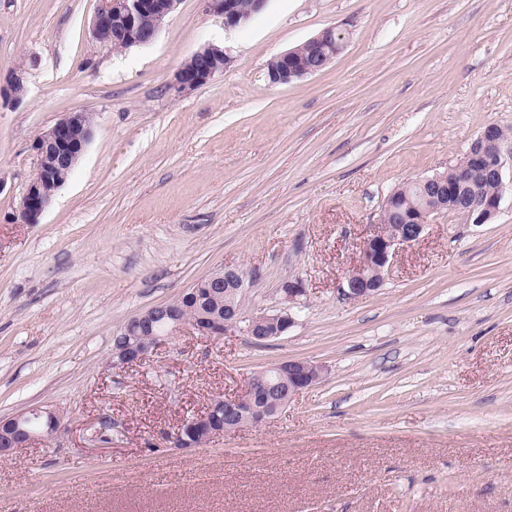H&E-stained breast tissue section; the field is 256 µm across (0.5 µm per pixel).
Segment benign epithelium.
Returning a JSON list of instances; mask_svg holds the SVG:
<instances>
[{
  "label": "benign epithelium",
  "mask_w": 512,
  "mask_h": 512,
  "mask_svg": "<svg viewBox=\"0 0 512 512\" xmlns=\"http://www.w3.org/2000/svg\"><path fill=\"white\" fill-rule=\"evenodd\" d=\"M179 3L180 0H99L92 22L93 36L103 44L104 34L109 32L113 42L127 48L149 44ZM208 3L210 11L224 17L226 28L242 25L247 19L236 0H208ZM340 37L342 34L332 26L307 40L309 59L300 67L289 62L295 53L293 49L274 56L267 70L269 83L288 84L322 71L336 58L334 53L326 54L325 47L342 43ZM232 63L233 56L228 49L204 47L177 69L169 88L179 94L187 93ZM86 116L85 112H69L35 140L37 172L23 195L21 216L25 221L37 220L56 190L65 183L62 173L72 170L85 151L91 137ZM509 156L512 157V147H507L500 127L487 125L456 164L453 176L437 173L421 179L426 192L436 201L435 206L419 210L403 224L392 227L382 224L364 238L359 260L338 288L339 294L346 299L375 295L384 285L395 250L419 242L431 217L443 208L464 209L474 224L493 219L504 196L512 194V177L506 178ZM488 181L498 187L493 198H484L478 192V187ZM236 271L237 268L226 266L206 276L212 299H218L225 290L243 293L245 284L236 279ZM282 292L293 303L305 294L306 288L301 280H290L283 284ZM293 323V317L285 312L243 315L240 306L231 300L224 302V309L202 311L191 322L174 312L171 305L161 304L136 314L117 329L113 336L112 364L125 367L147 361L166 337L184 327L206 337H220L241 329L252 340L262 343L286 333ZM269 371L280 379V391L260 393L249 383L242 394L212 400L206 411L192 415L190 420L207 426L211 439L239 429L243 420L259 426L279 414L296 395L312 387L316 377L325 373L323 366L303 358L281 361L269 367ZM44 416L48 417V432L31 429L32 422ZM58 421L59 414L48 407L0 418V458L11 456L37 436L55 437L61 430Z\"/></svg>",
  "instance_id": "7a95c632"
}]
</instances>
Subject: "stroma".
Segmentation results:
<instances>
[{
    "label": "stroma",
    "instance_id": "stroma-1",
    "mask_svg": "<svg viewBox=\"0 0 512 512\" xmlns=\"http://www.w3.org/2000/svg\"><path fill=\"white\" fill-rule=\"evenodd\" d=\"M97 7L0 0V80L26 77L0 97V418L41 406L65 425L0 459V512H512V198L486 224L436 214L376 295L337 292L390 192L488 124L512 134V0H267L232 29L180 0L116 51L91 35ZM330 25L332 63L266 80ZM207 45L233 64L170 89ZM79 111L84 155L21 221L34 141ZM227 265L252 275L246 313L292 311L286 334L186 329L113 366L123 322ZM289 358L324 380L262 426L173 447L180 419Z\"/></svg>",
    "mask_w": 512,
    "mask_h": 512
}]
</instances>
